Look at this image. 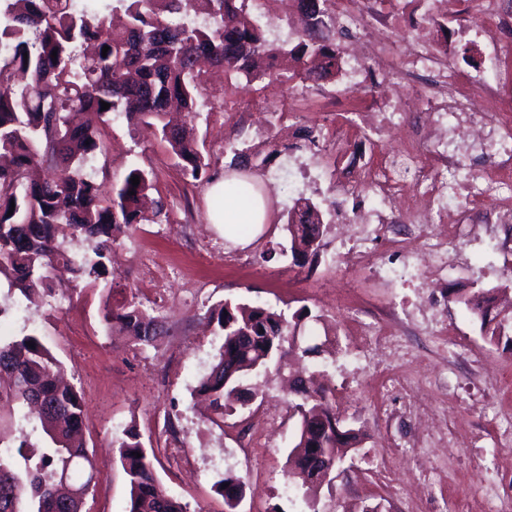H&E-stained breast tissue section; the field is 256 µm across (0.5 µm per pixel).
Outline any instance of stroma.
<instances>
[{"instance_id":"stroma-1","label":"stroma","mask_w":512,"mask_h":512,"mask_svg":"<svg viewBox=\"0 0 512 512\" xmlns=\"http://www.w3.org/2000/svg\"><path fill=\"white\" fill-rule=\"evenodd\" d=\"M294 94L288 83L260 90L209 70L190 117L207 177L193 186L152 129L108 122L88 173L108 191L130 169L153 172L163 221L119 235L96 283L62 274L61 290L35 304L0 275V335L39 336L83 395L85 440L101 470L87 512H126L117 444L131 427L154 451L162 487L190 512H227L212 485L228 470L244 482L237 512H512V383L498 378L512 369V350L489 343L462 302L494 291L493 314L512 324V226H496L494 243L466 246L424 286L336 268L331 224L317 263L301 267L284 250L295 204L284 154L254 175L273 221L252 242H225L210 224L212 179L234 151L273 138L274 129L256 127ZM126 299L158 309L167 333L155 346L108 329L105 313ZM227 299L288 314L307 308L298 341L321 351L250 373L256 398L219 428L194 389L222 343L205 318ZM298 371L331 387L337 417L362 438L311 507L288 477L298 426L288 381ZM255 435L267 443L259 454L249 446Z\"/></svg>"}]
</instances>
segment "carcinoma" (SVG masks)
Segmentation results:
<instances>
[{
  "label": "carcinoma",
  "instance_id": "1",
  "mask_svg": "<svg viewBox=\"0 0 512 512\" xmlns=\"http://www.w3.org/2000/svg\"><path fill=\"white\" fill-rule=\"evenodd\" d=\"M185 1L211 22L174 21ZM92 2L79 8L74 0H0V274L26 298L53 292L60 269L97 280L116 230L161 220L163 205L149 199L155 189L151 173L131 170L110 196L82 173L100 149L101 127L112 114L157 127L171 154L197 182L208 164L185 117L201 95L199 58L248 84L264 78L286 81L290 74L315 70L332 79L341 65L336 44L316 36L319 28L334 23L329 0H299L307 27L282 42L268 38L247 0H116L127 17L119 29ZM103 101L109 109H101ZM280 153L276 147L251 155L237 152L231 166L262 170ZM134 175L139 176L137 186L131 182ZM285 230L292 256L316 262L322 225L314 204H297ZM61 236L87 241L90 251L68 255L58 247ZM489 302L488 291L463 300L486 339L512 350L503 323L489 318ZM307 315L304 308L288 317L228 300L210 311L223 343L195 391L209 398L212 424L224 426V417L234 412L231 394L244 392L242 380L251 367L299 348L289 337ZM106 320L142 348L154 345L163 333L161 317L134 301L108 311ZM61 370L39 336H0V512H85L84 501L69 495L71 473L94 470L96 462L79 441L82 398L75 387L61 384ZM290 389L300 398L292 408L298 415L295 447L303 449L288 458L290 473L300 474L314 493L322 481L314 478L309 453L336 467L357 448L360 436L353 428L336 426L326 392H310L301 380ZM34 402L41 407L44 443L31 442L23 430L18 438L5 440L4 428L25 420ZM154 459L139 433L127 429L119 443V463L129 485L126 512H189L162 487ZM237 487L243 488V482L230 472L213 485L229 499Z\"/></svg>",
  "mask_w": 512,
  "mask_h": 512
}]
</instances>
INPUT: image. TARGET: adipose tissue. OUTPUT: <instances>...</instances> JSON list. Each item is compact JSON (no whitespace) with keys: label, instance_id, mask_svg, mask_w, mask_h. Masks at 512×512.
<instances>
[{"label":"adipose tissue","instance_id":"obj_1","mask_svg":"<svg viewBox=\"0 0 512 512\" xmlns=\"http://www.w3.org/2000/svg\"><path fill=\"white\" fill-rule=\"evenodd\" d=\"M208 196L219 204L218 209L210 211L209 221L223 229L226 239H234L238 230L247 227L260 231L270 221L263 196L254 193L249 180L216 179Z\"/></svg>","mask_w":512,"mask_h":512}]
</instances>
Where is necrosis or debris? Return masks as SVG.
<instances>
[{"mask_svg": "<svg viewBox=\"0 0 512 512\" xmlns=\"http://www.w3.org/2000/svg\"><path fill=\"white\" fill-rule=\"evenodd\" d=\"M415 3L437 37L428 48L415 40L389 48L384 61L403 73L402 90L380 94L363 113L337 107L338 127H357L358 138L334 137L333 159H308L288 180L319 184L326 168L350 158L360 178L344 185L333 223L355 218L363 246L382 224L437 225L424 239L390 243L406 261L402 270L387 269V276L423 279L428 270L419 265L420 255L440 256L475 239L479 225L512 220V82L456 72L448 62L454 41L445 35L449 23H458V36H472L497 68L505 56L500 35L512 27V16L499 10L497 0H331V9L336 23L361 27L367 48L374 50L388 23ZM463 120L469 136L490 151L475 173L464 170L463 155L451 140ZM398 125L406 129V145L397 153L386 151L383 138Z\"/></svg>", "mask_w": 512, "mask_h": 512, "instance_id": "1", "label": "necrosis or debris"}]
</instances>
